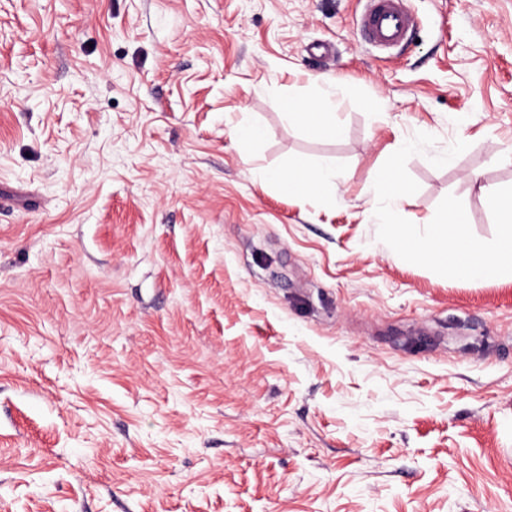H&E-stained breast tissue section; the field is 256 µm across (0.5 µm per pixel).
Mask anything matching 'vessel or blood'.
Masks as SVG:
<instances>
[{
    "label": "vessel or blood",
    "instance_id": "vessel-or-blood-1",
    "mask_svg": "<svg viewBox=\"0 0 512 512\" xmlns=\"http://www.w3.org/2000/svg\"><path fill=\"white\" fill-rule=\"evenodd\" d=\"M403 0H366L359 28L362 39L371 45L393 47L401 43L414 26Z\"/></svg>",
    "mask_w": 512,
    "mask_h": 512
}]
</instances>
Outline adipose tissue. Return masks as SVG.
Returning <instances> with one entry per match:
<instances>
[{"instance_id": "ef3b65f1", "label": "adipose tissue", "mask_w": 512, "mask_h": 512, "mask_svg": "<svg viewBox=\"0 0 512 512\" xmlns=\"http://www.w3.org/2000/svg\"><path fill=\"white\" fill-rule=\"evenodd\" d=\"M282 110L291 124L312 127L324 137L336 140L344 134L343 126L336 119L335 80H323L316 96L309 100H285ZM261 177L289 194L319 196L331 193L336 187V171L326 162L267 170Z\"/></svg>"}]
</instances>
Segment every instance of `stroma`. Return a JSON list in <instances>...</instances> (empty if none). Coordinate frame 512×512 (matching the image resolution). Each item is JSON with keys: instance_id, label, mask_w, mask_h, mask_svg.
<instances>
[{"instance_id": "stroma-1", "label": "stroma", "mask_w": 512, "mask_h": 512, "mask_svg": "<svg viewBox=\"0 0 512 512\" xmlns=\"http://www.w3.org/2000/svg\"><path fill=\"white\" fill-rule=\"evenodd\" d=\"M407 5L376 49L364 0H0V512H512V275L405 262L369 190L434 135L396 212L493 238L512 0ZM322 76L340 141L282 115ZM261 178L275 182L288 194L319 196L336 188V171L327 162L288 167L286 170H267L261 173Z\"/></svg>"}]
</instances>
